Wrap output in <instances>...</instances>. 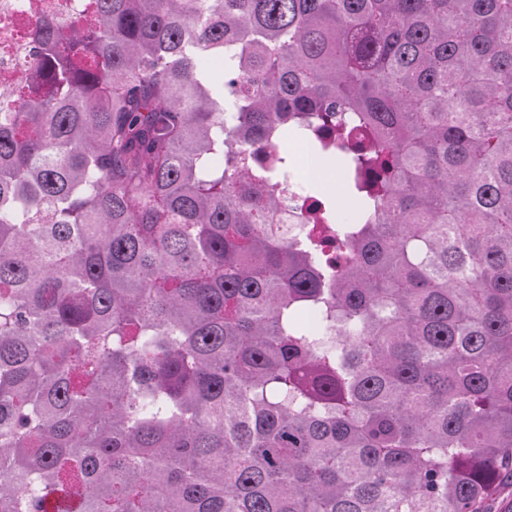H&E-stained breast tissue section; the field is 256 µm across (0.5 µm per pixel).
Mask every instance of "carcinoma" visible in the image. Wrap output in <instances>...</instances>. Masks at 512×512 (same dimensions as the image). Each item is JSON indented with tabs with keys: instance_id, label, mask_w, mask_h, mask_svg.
Listing matches in <instances>:
<instances>
[{
	"instance_id": "1",
	"label": "carcinoma",
	"mask_w": 512,
	"mask_h": 512,
	"mask_svg": "<svg viewBox=\"0 0 512 512\" xmlns=\"http://www.w3.org/2000/svg\"><path fill=\"white\" fill-rule=\"evenodd\" d=\"M96 11L44 21L0 99V512H484L512 0ZM300 137L348 215L291 196Z\"/></svg>"
}]
</instances>
